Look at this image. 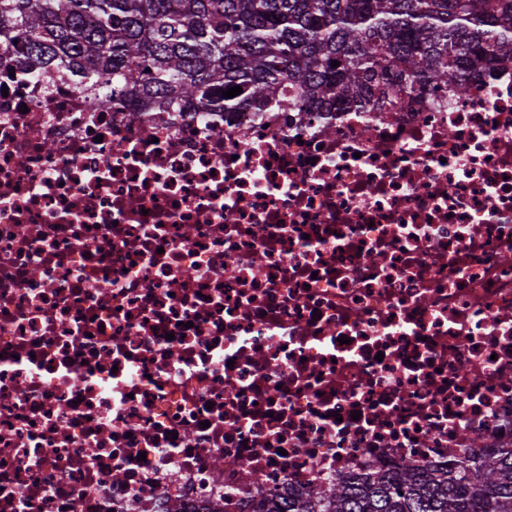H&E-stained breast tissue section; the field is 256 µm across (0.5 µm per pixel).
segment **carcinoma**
Wrapping results in <instances>:
<instances>
[{
    "mask_svg": "<svg viewBox=\"0 0 512 512\" xmlns=\"http://www.w3.org/2000/svg\"><path fill=\"white\" fill-rule=\"evenodd\" d=\"M2 49L139 112L260 110L288 97L330 112L422 84L464 89L489 53L512 57V0H0ZM234 86L242 93L223 97ZM256 512H512V453L343 472Z\"/></svg>",
    "mask_w": 512,
    "mask_h": 512,
    "instance_id": "1",
    "label": "carcinoma"
}]
</instances>
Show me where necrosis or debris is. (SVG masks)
Instances as JSON below:
<instances>
[{
  "mask_svg": "<svg viewBox=\"0 0 512 512\" xmlns=\"http://www.w3.org/2000/svg\"><path fill=\"white\" fill-rule=\"evenodd\" d=\"M0 512H253L512 448V60L384 108L134 112L0 53Z\"/></svg>",
  "mask_w": 512,
  "mask_h": 512,
  "instance_id": "necrosis-or-debris-1",
  "label": "necrosis or debris"
}]
</instances>
